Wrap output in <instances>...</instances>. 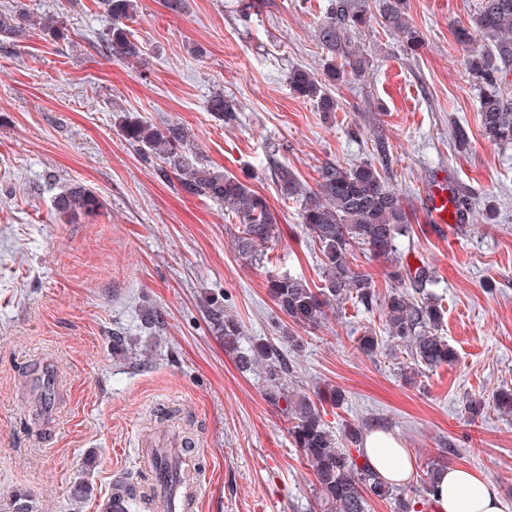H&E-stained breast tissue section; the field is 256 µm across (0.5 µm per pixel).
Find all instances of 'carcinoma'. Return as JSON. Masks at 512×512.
<instances>
[{
  "label": "carcinoma",
  "mask_w": 512,
  "mask_h": 512,
  "mask_svg": "<svg viewBox=\"0 0 512 512\" xmlns=\"http://www.w3.org/2000/svg\"><path fill=\"white\" fill-rule=\"evenodd\" d=\"M109 18V25L92 41L97 53L116 61L133 62L141 58L143 47L129 29L127 21L138 11L137 0H99ZM389 26L403 35L406 46L414 50L422 45L420 32L407 20L406 0H328L318 40L327 50L324 78L305 69L289 75L294 92L316 102L323 112L336 111L335 87L365 72V60L352 43L356 31L371 22ZM38 31L53 43L70 40L69 28L59 14L38 13L22 0L0 6V46H15ZM483 45L471 46L473 32ZM456 42L470 47L467 71L479 89V123L484 136L504 147H512V91L502 85L503 73L512 68V0H479L469 25L453 31ZM206 111L224 118L230 110L224 94L212 95ZM122 133L127 143L167 176L173 175L182 189L199 198L225 206L238 221L235 247L251 264L267 257L278 224L267 200L237 176L205 165L190 157L192 147L185 127L179 124L157 126L139 117L124 115ZM284 191L299 203L300 220L313 247L319 251L322 285L310 284L305 277L291 273L276 274L268 280V290L275 305L291 325L305 329L318 326L327 317L332 302L353 300L373 307L377 301L371 275L360 269L359 257L388 259L396 251V240L412 231L399 194L390 188L386 176L372 162L345 166L339 162L322 165L317 189L303 191L288 172H281ZM448 203L453 210L457 229L467 232L473 227V201L452 193ZM103 204L99 196L79 182H70L55 198L57 213L66 219L94 216ZM388 278L395 289L384 297L380 307L388 336L406 345L411 362L404 374L412 381L419 368L434 369L449 365L455 352L439 335L444 310L428 287L434 282L428 266L411 267L402 262L391 265ZM209 317L224 336V350L233 355L240 369L247 371L260 364L271 383L274 401L284 399L290 427L288 434L312 468L316 481V500L321 512H368V498L394 501L396 512H416V501L405 492L382 481L367 463L352 455L343 442L357 446L363 433L350 424L342 437L323 420L318 403L340 405L344 397L332 388L318 401L300 396L288 397L286 376L289 367L270 346L253 343L242 346L241 324L220 307H211ZM368 356L380 352L382 340L369 329L357 338ZM447 463L432 460L420 477L423 495H431L436 476ZM12 512H37L32 496L17 493Z\"/></svg>",
  "instance_id": "carcinoma-1"
}]
</instances>
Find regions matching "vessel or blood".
I'll list each match as a JSON object with an SVG mask.
<instances>
[{"mask_svg": "<svg viewBox=\"0 0 512 512\" xmlns=\"http://www.w3.org/2000/svg\"><path fill=\"white\" fill-rule=\"evenodd\" d=\"M431 223L448 221V178L438 174L428 201ZM142 459L152 474L149 485L125 479L113 482L112 512H196L199 500V482L180 480L179 471L192 469L193 463L185 450L152 445L142 452Z\"/></svg>", "mask_w": 512, "mask_h": 512, "instance_id": "obj_1", "label": "vessel or blood"}]
</instances>
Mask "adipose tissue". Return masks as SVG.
<instances>
[{"label":"adipose tissue","mask_w":512,"mask_h":512,"mask_svg":"<svg viewBox=\"0 0 512 512\" xmlns=\"http://www.w3.org/2000/svg\"><path fill=\"white\" fill-rule=\"evenodd\" d=\"M362 451L371 468L386 482L406 485L415 462L392 433L373 429L363 438ZM435 512H512L498 487L480 471L466 467L448 468L434 489Z\"/></svg>","instance_id":"obj_1"}]
</instances>
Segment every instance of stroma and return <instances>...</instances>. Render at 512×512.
Segmentation results:
<instances>
[{
	"mask_svg": "<svg viewBox=\"0 0 512 512\" xmlns=\"http://www.w3.org/2000/svg\"><path fill=\"white\" fill-rule=\"evenodd\" d=\"M82 2L74 10L69 0H28L64 16L68 43L35 31L0 48V512H12L18 491L37 512H98L114 475L146 481L142 435L169 431L197 452L200 512H318L317 482L288 420L262 372L225 353L208 316L212 298L239 320L244 342L284 358L295 394L343 391V405L325 409L333 431L349 422L392 431L420 467L451 443V465L481 471L512 503V415L491 404L496 390L512 388V147L483 137L479 90L452 34L478 0H407L422 37L416 53L392 29L356 34L367 69L334 89L329 114L288 85L294 69L323 72L327 0H186L179 14L139 0L130 27L146 53L133 65L91 48L109 20L97 0ZM218 91L233 107L223 121L204 108ZM124 111L180 123L203 163L267 198L279 227L268 262L245 263L224 207L187 194L125 141ZM457 122L469 132L463 148ZM379 138L412 225L398 251L432 269L441 334L456 352L412 384L391 338L374 357L356 347L365 328L382 330L378 309L346 303L293 345L267 287L286 271L321 280L277 167L310 191L325 162L375 159ZM438 171L471 197L475 230L430 223ZM67 180L96 192L99 215L71 221L55 211ZM149 312L156 326L146 324ZM45 357L57 389L43 407L28 375ZM470 399L484 402L482 415L465 412ZM84 474L92 492L77 504L71 486Z\"/></svg>",
	"mask_w": 512,
	"mask_h": 512,
	"instance_id": "1",
	"label": "stroma"
}]
</instances>
